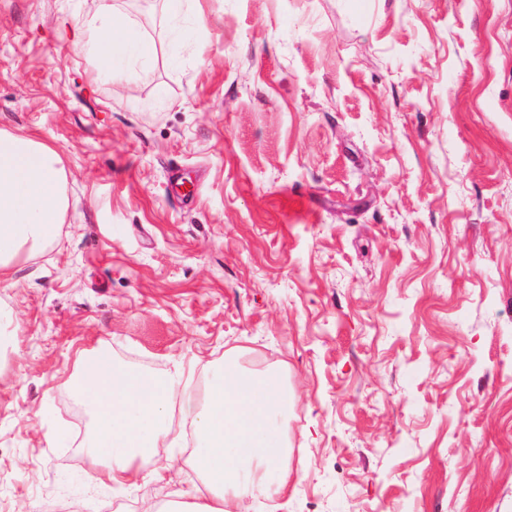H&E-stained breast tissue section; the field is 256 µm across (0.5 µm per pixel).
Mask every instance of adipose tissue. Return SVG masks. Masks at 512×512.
Masks as SVG:
<instances>
[{
    "instance_id": "adipose-tissue-1",
    "label": "adipose tissue",
    "mask_w": 512,
    "mask_h": 512,
    "mask_svg": "<svg viewBox=\"0 0 512 512\" xmlns=\"http://www.w3.org/2000/svg\"><path fill=\"white\" fill-rule=\"evenodd\" d=\"M88 2L86 46L101 68L149 59L150 45L111 0ZM63 173L54 148L0 130V280L57 242L67 207ZM77 370L95 416L86 450L101 483L130 493L139 480H165L174 460H154L148 452L167 439L177 410L195 427L194 461L207 494L173 503L169 512H230L232 504L258 495L287 494L288 441L275 418L289 397L277 373L224 368L200 395L189 390L179 367L152 378L116 369L111 355L84 353Z\"/></svg>"
}]
</instances>
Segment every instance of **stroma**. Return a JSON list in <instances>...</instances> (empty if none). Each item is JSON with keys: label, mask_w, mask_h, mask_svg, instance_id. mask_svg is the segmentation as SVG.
<instances>
[{"label": "stroma", "mask_w": 512, "mask_h": 512, "mask_svg": "<svg viewBox=\"0 0 512 512\" xmlns=\"http://www.w3.org/2000/svg\"><path fill=\"white\" fill-rule=\"evenodd\" d=\"M114 2L152 56L105 71L62 35L85 0H0V130L57 150L68 198L0 281V512L199 482L187 447L94 482L73 387L102 350L197 391L281 374L291 487L249 512H512V0H196L180 40Z\"/></svg>", "instance_id": "obj_1"}]
</instances>
